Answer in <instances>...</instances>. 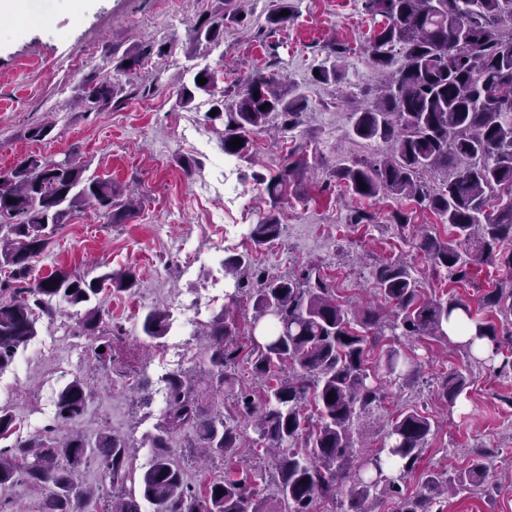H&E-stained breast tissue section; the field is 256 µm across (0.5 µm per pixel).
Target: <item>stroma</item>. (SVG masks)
Instances as JSON below:
<instances>
[{
    "instance_id": "35a3bbf8",
    "label": "stroma",
    "mask_w": 512,
    "mask_h": 512,
    "mask_svg": "<svg viewBox=\"0 0 512 512\" xmlns=\"http://www.w3.org/2000/svg\"><path fill=\"white\" fill-rule=\"evenodd\" d=\"M293 3L291 21L269 30L263 23L275 0H251L246 25H228L219 48L198 49L191 58L184 52L190 30L220 0H178L173 20L163 13L160 0H87L78 15L64 0H31L21 18L0 23V169L34 153L56 160L72 153L84 161L88 174L112 179L138 201L123 224L107 223L89 208L77 213L36 259L33 274L46 276L58 268L78 274L96 268L132 270L138 288L103 292L99 303L125 340L143 346L145 353L140 366L144 388L133 394L125 380L102 379L85 336L75 338L83 349L82 366L68 367V345L50 336L47 322L39 321L37 335L0 371V406L9 407L17 422L13 440L41 434L50 423L59 441L73 433L91 439L106 427L119 434L131 430L139 434L132 466L138 473L148 468L154 456L149 442L164 414L157 364L174 336L144 345L141 320L148 310L166 307L172 296L190 300L211 291L223 280L224 259L232 251L249 254L256 265L278 274L319 266L338 299L359 312L383 306L374 272L389 260L407 262L425 296L455 294L473 305L501 279V272L483 265L475 271L476 287L449 283L433 273L416 248L425 231L453 242L447 225L413 201L391 195L360 198L330 179L331 170L376 159L381 152L378 143L351 135L354 105L347 99L348 91L373 94L380 85L364 51L378 25L365 14L361 0ZM149 41L171 43L173 50L144 69L112 70L109 51L121 53ZM332 43L349 48L345 77L323 84L314 80V67ZM80 57L83 73L99 72L121 86L112 106L95 112L74 107L79 82L69 71ZM197 65L231 76L279 73L307 97L301 124L283 135L255 134L249 160L224 169L217 163L224 153L221 137L207 124L203 109L176 104L177 88L191 83ZM47 120L53 130L45 139L27 138L29 127ZM301 146L310 164L308 178L280 207V236L254 247L249 231L267 196L251 174L277 170ZM188 158L196 162L189 174L180 166ZM232 190L238 193L233 201L228 198ZM359 209L373 213L374 223H351ZM398 211L410 216L406 227L394 224ZM200 251L209 253V261L195 262ZM188 266L193 269L189 276L184 273ZM402 347L421 362V376L412 387L388 385V398L361 421L369 448H378L398 411L423 410L438 426L427 438L416 472L403 483L402 496L418 493L428 474L462 468L479 456L489 468L484 485L449 497L441 504L443 512H512V406L507 403L512 376L470 361L444 337L410 339ZM457 371L469 383L452 405L442 396L441 384ZM78 375L93 381L96 395L83 414L56 425L57 396ZM235 467L255 476L267 505L276 506L269 457L246 446L239 449Z\"/></svg>"
}]
</instances>
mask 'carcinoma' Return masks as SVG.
<instances>
[{
	"label": "carcinoma",
	"mask_w": 512,
	"mask_h": 512,
	"mask_svg": "<svg viewBox=\"0 0 512 512\" xmlns=\"http://www.w3.org/2000/svg\"><path fill=\"white\" fill-rule=\"evenodd\" d=\"M238 2L224 0V7L199 16L187 53L224 42L227 24L244 22ZM362 7L372 18L382 17L366 52L387 82L383 94L352 113L351 132L383 149L380 159L355 161L333 170L332 177L362 198L391 194L412 199L449 225L460 246L430 235L416 244L433 270L449 281L470 284L481 264L506 271L507 279L479 299L485 316L459 297L424 298L419 280L403 262L381 264L375 272L387 313L371 309L360 316L336 301L332 284L317 268L278 275L254 265L247 254L228 256L224 276L233 281L228 302L234 308L243 300L253 306L249 344L240 342L233 316L222 314L212 322L208 381L203 384L187 371L169 377L163 424L150 441L154 458L140 479L130 467V444L110 429L93 439L75 435L58 443L39 436L0 448V508L8 506L6 490L24 478L42 495V512H80L81 505L104 499L109 501L104 512H140L135 495L122 492L129 481L139 482L143 498L157 512H313L320 500L340 501V512H374L371 505L400 493V482L416 471L436 421L416 410L400 411L381 448L357 453L355 422L385 398L368 367L370 344L386 334L397 340L444 336L450 315L460 310L475 334L459 347L480 363L473 345L486 339L492 345L489 360L500 357L496 372L512 370V349L504 347L494 322L512 323V0H362ZM283 10L293 11L291 0H276L266 15L267 27L288 23L291 15H280ZM163 47L136 44L112 59L113 70H135L152 55L166 54ZM346 54L345 46L332 44L316 65V81L342 80ZM199 77L207 82L197 83ZM224 80V74L206 66L176 94L182 108L206 96L204 118L223 126L224 154L246 158L252 135L274 119L283 132L301 124L308 102L293 83L261 71L222 88ZM119 92L110 78L95 74L83 80L80 99L87 110L97 111L111 105ZM212 109L217 110L213 116ZM237 137L243 146L233 148ZM307 168L301 156L274 175L252 173L264 185L268 204L251 229L255 246L279 237L280 203L303 182ZM438 169L449 171L448 180L434 188L422 175ZM85 172L70 154L60 163L28 156L0 170V371L37 335L40 319L57 316L63 301L84 308L80 329L91 338L100 366L108 370L119 362L127 367L124 376L138 372L137 358L120 357L122 334L91 305L103 291H135L133 272L106 271L90 279L59 268L32 278L33 259L75 213L92 207L109 224H123L133 215L123 188ZM167 326L166 313L155 308L143 316L141 331L154 341L166 335ZM243 359L259 385V403L235 383L234 371ZM382 364L389 381L402 386L412 385L421 371L418 359L393 346ZM466 384V377L455 373L444 380L441 393L453 403ZM214 392L232 393L256 435L252 443L276 453V508L266 507L256 481L246 475L230 472L201 489L185 481L172 433L192 427L191 447L227 463L243 443L240 425L206 404ZM90 398L85 380L74 378L58 395L57 419L79 416ZM15 426L9 408L0 407V439L14 433ZM91 459L102 471L96 486L78 478ZM484 479L479 459L449 474L430 475L399 512H436L441 496L477 488Z\"/></svg>",
	"instance_id": "1"
}]
</instances>
